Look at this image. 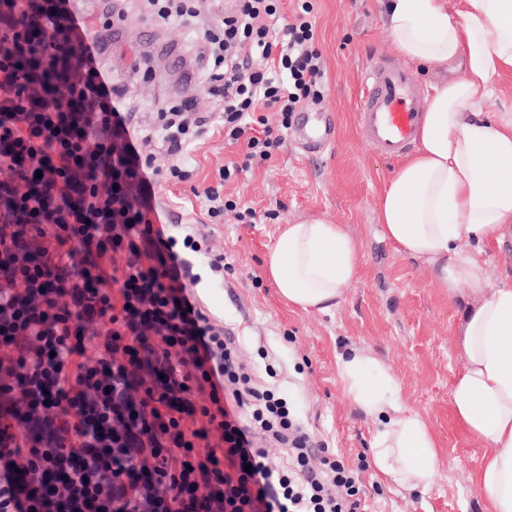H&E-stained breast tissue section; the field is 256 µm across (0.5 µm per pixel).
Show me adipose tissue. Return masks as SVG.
Wrapping results in <instances>:
<instances>
[{"instance_id": "adipose-tissue-1", "label": "adipose tissue", "mask_w": 512, "mask_h": 512, "mask_svg": "<svg viewBox=\"0 0 512 512\" xmlns=\"http://www.w3.org/2000/svg\"><path fill=\"white\" fill-rule=\"evenodd\" d=\"M387 25L400 54L415 65L439 64L453 76L439 84L418 144L385 186L377 222L385 238L426 262L440 288L471 296L458 336L465 366L453 384L455 415L485 442L477 482L492 512H512V286L491 287L478 255L457 244L497 240L512 225V114L487 102L512 95V0H389ZM360 259L342 225L321 219L291 224L266 260L280 296L305 311L342 301ZM346 396L377 419L375 469L412 491L432 478L436 441L426 422L399 401L392 376L375 357L353 351L340 365Z\"/></svg>"}]
</instances>
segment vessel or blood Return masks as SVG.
Listing matches in <instances>:
<instances>
[{"mask_svg": "<svg viewBox=\"0 0 512 512\" xmlns=\"http://www.w3.org/2000/svg\"><path fill=\"white\" fill-rule=\"evenodd\" d=\"M363 93L357 104V122L382 154L397 157L410 149L427 109V94L410 75L382 62L368 66L361 78ZM301 146L311 151L327 148L336 139L337 124L327 112H306L293 128Z\"/></svg>", "mask_w": 512, "mask_h": 512, "instance_id": "vessel-or-blood-1", "label": "vessel or blood"}]
</instances>
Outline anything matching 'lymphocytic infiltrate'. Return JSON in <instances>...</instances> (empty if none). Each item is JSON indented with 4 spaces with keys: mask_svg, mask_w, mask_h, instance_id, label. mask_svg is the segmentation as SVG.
<instances>
[{
    "mask_svg": "<svg viewBox=\"0 0 512 512\" xmlns=\"http://www.w3.org/2000/svg\"><path fill=\"white\" fill-rule=\"evenodd\" d=\"M199 0H151L206 48L204 82L238 161L204 188L212 223H254L225 187L281 147L325 90L312 0L272 27L280 0H235L197 24ZM70 0H0V512H224V461L266 512H367L358 470L323 457L283 398L258 386L196 295L203 243L168 224L161 179L203 130L187 96L130 134ZM277 122H269L268 113ZM287 449L271 464L266 445Z\"/></svg>",
    "mask_w": 512,
    "mask_h": 512,
    "instance_id": "1",
    "label": "lymphocytic infiltrate"
}]
</instances>
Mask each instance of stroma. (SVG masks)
Returning a JSON list of instances; mask_svg holds the SVG:
<instances>
[{"mask_svg": "<svg viewBox=\"0 0 512 512\" xmlns=\"http://www.w3.org/2000/svg\"><path fill=\"white\" fill-rule=\"evenodd\" d=\"M384 3L314 0L328 86L316 109L335 115L336 140L326 151L308 153L285 138L271 162L239 176L230 190L255 210V223H237L230 213L223 223L209 221L201 191L218 168L239 158L238 147L216 134H203L189 179L162 184L159 195L170 214L193 224L225 255L223 275L198 268L209 308L234 337L243 361L260 374L276 370L279 393L316 445H327L346 465L362 467L368 512H491L476 485L483 445L458 423L451 402L465 364L456 331L468 291L461 287L448 296L432 270L401 255L376 222L379 196L401 161L375 151L356 125L361 72L383 61L408 69L427 90L448 77L434 67L423 72L408 65L389 37ZM123 8L122 35L100 45L99 59L113 87L130 94L136 128L147 131L157 105L173 99L183 71L200 70L203 46L179 25L148 29L146 0H125ZM156 41L174 46L183 59L170 62L163 74L140 79L131 68L133 55L147 53ZM312 218L343 225L362 258L344 301L326 313L288 305L265 273L266 257L284 226ZM354 349L389 369L404 406L436 438L435 475L416 491L384 480L372 464L377 420L345 396L339 378L342 357Z\"/></svg>", "mask_w": 512, "mask_h": 512, "instance_id": "stroma-1", "label": "stroma"}]
</instances>
